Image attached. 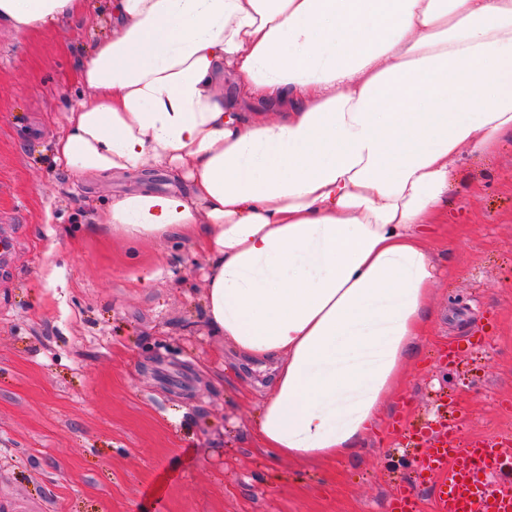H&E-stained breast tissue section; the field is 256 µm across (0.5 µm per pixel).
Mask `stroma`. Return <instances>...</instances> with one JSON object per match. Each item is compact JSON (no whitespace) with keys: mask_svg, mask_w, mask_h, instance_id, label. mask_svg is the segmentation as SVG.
<instances>
[{"mask_svg":"<svg viewBox=\"0 0 512 512\" xmlns=\"http://www.w3.org/2000/svg\"><path fill=\"white\" fill-rule=\"evenodd\" d=\"M0 30V512H389L439 424L512 453V140L452 161L427 334L369 438L301 465L260 447L266 396L204 314L199 238L131 242L94 208L167 173L93 183L51 144L86 91L80 58L112 22ZM154 273L144 286L143 273Z\"/></svg>","mask_w":512,"mask_h":512,"instance_id":"obj_1","label":"stroma"}]
</instances>
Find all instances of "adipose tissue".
Listing matches in <instances>:
<instances>
[{
    "instance_id": "1",
    "label": "adipose tissue",
    "mask_w": 512,
    "mask_h": 512,
    "mask_svg": "<svg viewBox=\"0 0 512 512\" xmlns=\"http://www.w3.org/2000/svg\"><path fill=\"white\" fill-rule=\"evenodd\" d=\"M80 0H0L27 34ZM54 160L169 171L96 222L200 235L213 335L271 365L258 440L297 463L366 439L426 334L450 164L512 136V0H109Z\"/></svg>"
}]
</instances>
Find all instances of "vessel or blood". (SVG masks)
<instances>
[{
  "mask_svg": "<svg viewBox=\"0 0 512 512\" xmlns=\"http://www.w3.org/2000/svg\"><path fill=\"white\" fill-rule=\"evenodd\" d=\"M419 482L435 489L434 512H512V457L493 440L459 443L448 434L419 462Z\"/></svg>",
  "mask_w": 512,
  "mask_h": 512,
  "instance_id": "b4317fda",
  "label": "vessel or blood"
}]
</instances>
